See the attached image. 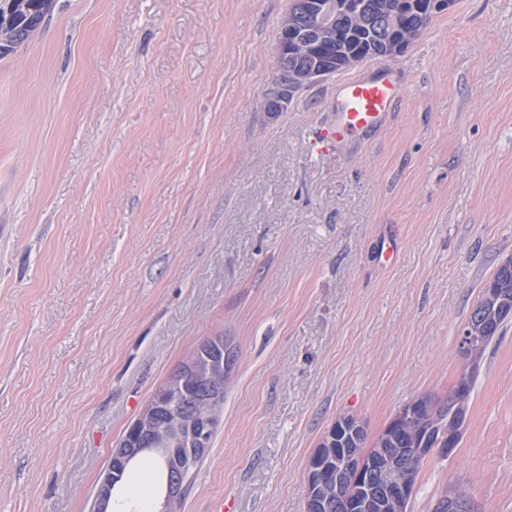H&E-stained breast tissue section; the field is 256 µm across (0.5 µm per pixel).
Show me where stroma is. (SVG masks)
<instances>
[{"label":"stroma","mask_w":512,"mask_h":512,"mask_svg":"<svg viewBox=\"0 0 512 512\" xmlns=\"http://www.w3.org/2000/svg\"><path fill=\"white\" fill-rule=\"evenodd\" d=\"M289 4L55 0L0 58V512H89L124 430L212 336L236 359L180 512H304L339 415L376 435L464 372L461 331L512 258V0H452L377 58L408 94L328 156L311 133L335 77L264 108ZM452 487L512 512V323L409 512Z\"/></svg>","instance_id":"1"}]
</instances>
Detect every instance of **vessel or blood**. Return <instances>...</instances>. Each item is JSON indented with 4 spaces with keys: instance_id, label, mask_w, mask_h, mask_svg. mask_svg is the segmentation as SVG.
Wrapping results in <instances>:
<instances>
[{
    "instance_id": "obj_1",
    "label": "vessel or blood",
    "mask_w": 512,
    "mask_h": 512,
    "mask_svg": "<svg viewBox=\"0 0 512 512\" xmlns=\"http://www.w3.org/2000/svg\"><path fill=\"white\" fill-rule=\"evenodd\" d=\"M405 92L400 69L374 68L336 85V110L318 127L312 144L319 154L344 151L355 139L385 126Z\"/></svg>"
}]
</instances>
